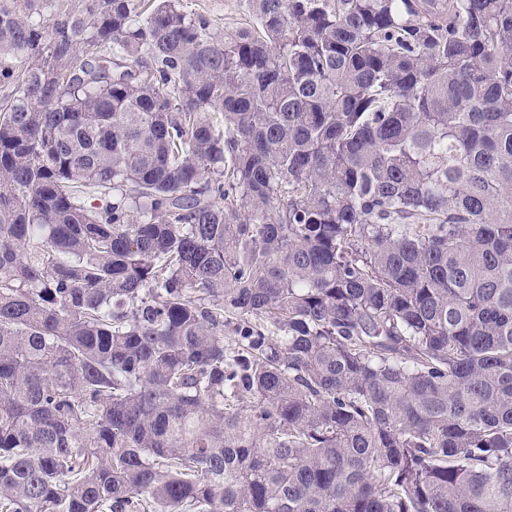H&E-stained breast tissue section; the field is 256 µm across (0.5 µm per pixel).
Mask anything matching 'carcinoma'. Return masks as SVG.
Wrapping results in <instances>:
<instances>
[{"label":"carcinoma","mask_w":512,"mask_h":512,"mask_svg":"<svg viewBox=\"0 0 512 512\" xmlns=\"http://www.w3.org/2000/svg\"><path fill=\"white\" fill-rule=\"evenodd\" d=\"M247 2L0 0V512H512V0ZM181 3L188 12L205 17L210 32L217 37L250 20L247 0H182Z\"/></svg>","instance_id":"carcinoma-1"}]
</instances>
